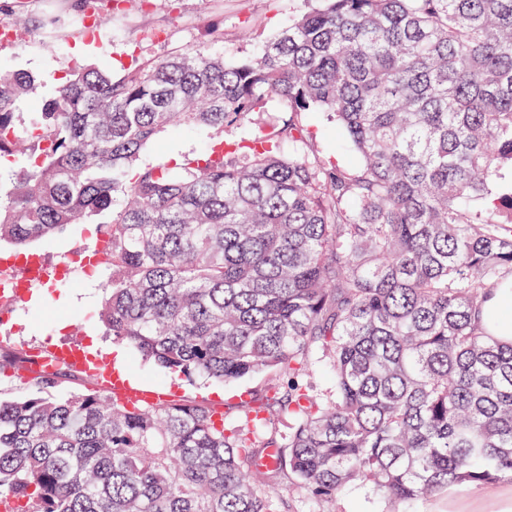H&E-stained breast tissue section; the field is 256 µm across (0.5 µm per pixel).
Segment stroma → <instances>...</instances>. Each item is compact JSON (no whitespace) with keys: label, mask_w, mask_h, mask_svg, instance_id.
I'll return each mask as SVG.
<instances>
[{"label":"stroma","mask_w":512,"mask_h":512,"mask_svg":"<svg viewBox=\"0 0 512 512\" xmlns=\"http://www.w3.org/2000/svg\"><path fill=\"white\" fill-rule=\"evenodd\" d=\"M25 24L16 26V39L0 47V65L23 69L35 78L33 88L19 102L15 123L28 128L35 105L64 82L73 64L105 59L114 67L135 68L146 61L198 49L233 60L254 50L255 36L270 37L285 29L308 10L307 0H144L141 9L116 11L115 0H21ZM108 18L105 32L93 43L86 42L75 19L83 13ZM60 19L59 33H47L38 21ZM224 32L223 39L211 36L212 29ZM210 143L208 131L188 128L163 134L141 153L144 163L175 167L187 153L203 152ZM105 232L99 224H73L63 233L36 243L34 250L45 262L56 265L71 261L83 247H95ZM106 265L92 271L77 269L71 281L56 287L33 285L26 297L0 306V396L12 398L26 392L32 377L28 371H11L9 353L47 352L57 346H79L113 360L115 341L107 336L96 317L102 300L100 284ZM124 372L134 381L157 390L167 400H188L233 416L240 391L261 393L271 385L272 373L262 372L231 384L216 380L187 379L172 374L124 347ZM512 497V481L491 489L453 487L447 492L408 504V512H448L449 502L477 503L481 512H495L497 505ZM294 512H383L384 501L368 490L342 491L335 502L323 504L304 490H291Z\"/></svg>","instance_id":"stroma-1"}]
</instances>
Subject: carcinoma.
<instances>
[{
    "instance_id": "cac0c4a2",
    "label": "carcinoma",
    "mask_w": 512,
    "mask_h": 512,
    "mask_svg": "<svg viewBox=\"0 0 512 512\" xmlns=\"http://www.w3.org/2000/svg\"><path fill=\"white\" fill-rule=\"evenodd\" d=\"M259 50L120 76L78 69L20 134L33 77L0 68V243L106 225L99 321L191 378L272 371L239 416L0 398V505L23 512H290L369 485L400 505L512 480V341L475 320L512 275V0H322ZM321 112L357 152L315 145ZM223 133L180 172L159 134ZM288 420V433L276 424Z\"/></svg>"
}]
</instances>
